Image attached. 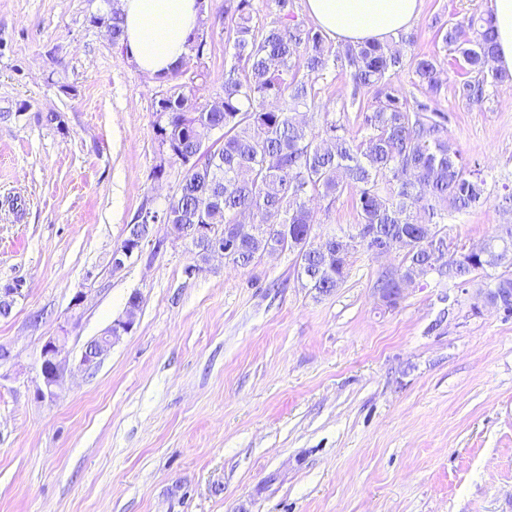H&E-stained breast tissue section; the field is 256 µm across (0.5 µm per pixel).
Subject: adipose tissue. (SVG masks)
Listing matches in <instances>:
<instances>
[{"label":"adipose tissue","mask_w":512,"mask_h":512,"mask_svg":"<svg viewBox=\"0 0 512 512\" xmlns=\"http://www.w3.org/2000/svg\"><path fill=\"white\" fill-rule=\"evenodd\" d=\"M422 0H307L313 22L332 39L383 42L409 27ZM127 55L144 73L160 76L180 65L198 25V0H119ZM497 68L512 72V0H491Z\"/></svg>","instance_id":"ef3b65f1"}]
</instances>
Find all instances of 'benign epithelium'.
I'll use <instances>...</instances> for the list:
<instances>
[{
    "mask_svg": "<svg viewBox=\"0 0 512 512\" xmlns=\"http://www.w3.org/2000/svg\"><path fill=\"white\" fill-rule=\"evenodd\" d=\"M148 238L149 235L143 225H127L125 245L112 251V269L124 268L127 262L141 253ZM24 286L25 283L21 280L9 281L4 286L0 285V308L13 310L18 300L24 297ZM85 301V295H75L70 304V316L67 321L59 326L55 334L45 337L42 341L33 391L35 400L39 402L54 401L65 387L68 374V360L64 356L65 345L69 333L80 321ZM136 316V311L125 310V313L106 329L97 344L85 345L80 354L79 367L85 371L92 370L93 365L104 357L113 344L133 330Z\"/></svg>",
    "mask_w": 512,
    "mask_h": 512,
    "instance_id": "benign-epithelium-1",
    "label": "benign epithelium"
}]
</instances>
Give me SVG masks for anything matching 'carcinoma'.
<instances>
[{
  "mask_svg": "<svg viewBox=\"0 0 512 512\" xmlns=\"http://www.w3.org/2000/svg\"><path fill=\"white\" fill-rule=\"evenodd\" d=\"M276 24L261 31L253 22V0H224L225 46L233 50L247 75H224L219 105L199 101L196 77L180 81L176 68L162 76L171 81L158 102L157 134L170 158L186 168L178 192L159 213V223L180 232L188 224H213L215 234L235 239L227 261L251 265L267 251L294 255L297 278L320 294L345 280L350 255L365 239H405L397 276L378 279L379 288H398L402 280L435 270L468 282L488 268L512 265V229L495 236L479 254L451 251L437 229L450 209L466 211L487 201L485 180L463 163L445 135L447 115L422 102L409 105L391 85L405 65L403 54L387 44L366 41L327 44L319 30L296 20L292 0H275ZM121 45L120 12L99 16ZM492 14L471 16L449 27L442 37L480 78L457 88L469 102L483 98L487 82L509 75L487 70L495 54ZM347 70L355 87L373 91L360 141L342 134L334 121L314 132L295 114L315 103V80L330 68ZM417 86L427 97L441 90L438 61L414 59ZM353 191L358 232L343 234L325 252L312 243L315 219L310 197L334 198ZM248 212L253 222L239 215Z\"/></svg>",
  "mask_w": 512,
  "mask_h": 512,
  "instance_id": "cac0c4a2",
  "label": "carcinoma"
}]
</instances>
